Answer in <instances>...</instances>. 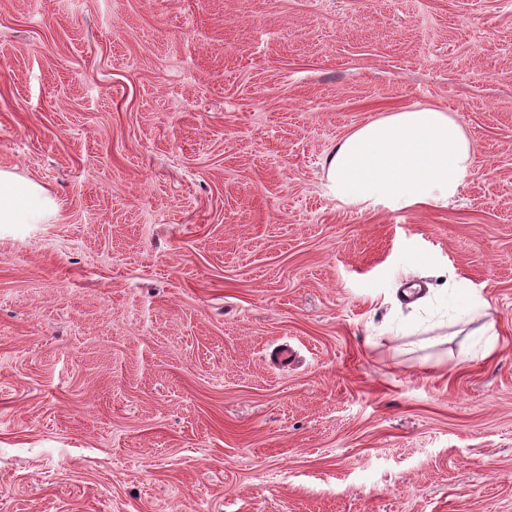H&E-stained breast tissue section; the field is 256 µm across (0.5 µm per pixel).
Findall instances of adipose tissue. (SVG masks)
Returning <instances> with one entry per match:
<instances>
[{
	"label": "adipose tissue",
	"instance_id": "obj_1",
	"mask_svg": "<svg viewBox=\"0 0 512 512\" xmlns=\"http://www.w3.org/2000/svg\"><path fill=\"white\" fill-rule=\"evenodd\" d=\"M473 157L463 127L447 112L416 105L363 124L327 157L328 187L345 205L447 202ZM54 201L38 182L0 170V225L35 224Z\"/></svg>",
	"mask_w": 512,
	"mask_h": 512
}]
</instances>
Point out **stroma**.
<instances>
[{"label":"stroma","instance_id":"obj_1","mask_svg":"<svg viewBox=\"0 0 512 512\" xmlns=\"http://www.w3.org/2000/svg\"><path fill=\"white\" fill-rule=\"evenodd\" d=\"M417 104L456 197L328 195ZM0 169V512H512V0H0ZM53 207L54 200L40 183L0 170V225L36 224Z\"/></svg>","mask_w":512,"mask_h":512}]
</instances>
